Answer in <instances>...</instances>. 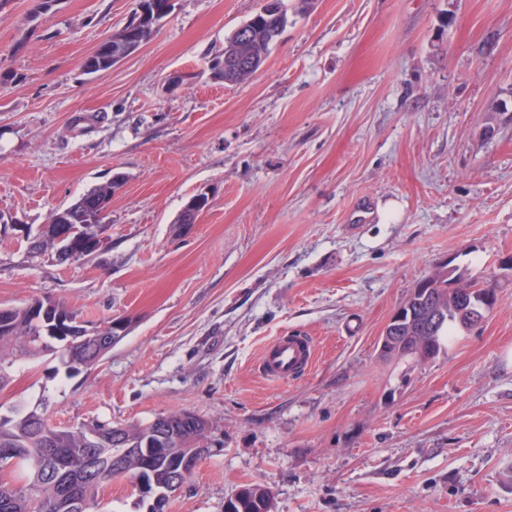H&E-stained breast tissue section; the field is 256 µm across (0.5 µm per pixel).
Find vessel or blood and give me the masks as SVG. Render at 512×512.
Instances as JSON below:
<instances>
[{
	"instance_id": "obj_1",
	"label": "vessel or blood",
	"mask_w": 512,
	"mask_h": 512,
	"mask_svg": "<svg viewBox=\"0 0 512 512\" xmlns=\"http://www.w3.org/2000/svg\"><path fill=\"white\" fill-rule=\"evenodd\" d=\"M311 337L290 333L274 337L262 351L259 370L269 380L285 382L308 370L314 360Z\"/></svg>"
}]
</instances>
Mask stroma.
I'll return each instance as SVG.
<instances>
[{
  "mask_svg": "<svg viewBox=\"0 0 512 512\" xmlns=\"http://www.w3.org/2000/svg\"><path fill=\"white\" fill-rule=\"evenodd\" d=\"M262 3L175 0L91 78L84 58L139 0H0V305L133 319L92 370L16 365L0 416L43 399L60 425L204 416L212 452L168 512H224L249 483L273 512H512V0H285L261 67L215 80ZM116 174L108 250L28 258L26 234ZM447 263L495 277L492 310L433 359L380 358ZM285 332L315 359L272 382L261 351ZM212 195L205 188L190 197L181 210V214L174 224L176 231L180 234H187L196 224L199 215L207 210L211 204Z\"/></svg>",
  "mask_w": 512,
  "mask_h": 512,
  "instance_id": "1",
  "label": "stroma"
}]
</instances>
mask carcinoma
I'll list each match as a JSON object with an SVG mask.
<instances>
[{
  "mask_svg": "<svg viewBox=\"0 0 512 512\" xmlns=\"http://www.w3.org/2000/svg\"><path fill=\"white\" fill-rule=\"evenodd\" d=\"M155 2L157 15L140 26L139 39L145 42L157 34L168 17L166 0ZM287 23L283 0H272L271 9L259 11L242 23L250 32L247 39H242L236 30L226 38L224 52L211 59L213 76L226 84L246 79L263 63L270 45L282 34ZM116 38L115 33L85 57L84 74L97 75L112 68V50L106 44ZM113 192L110 183L98 185L68 205V211H52L38 234L29 239L28 257L34 260L52 251L55 239L62 234L66 235L70 248L89 255L96 252L95 241L109 238L110 224L100 223L95 209L86 207L84 201L91 197L96 201V209H108ZM415 300L414 295L408 298L413 316H405L406 333L428 337L426 347L434 357L441 352L451 333L460 327L457 303L453 297H448L447 318L432 328L431 304L425 301L417 304ZM48 305L64 318L79 317L65 303L49 298H34L6 310L9 330H0V389L11 383V372L17 363L45 352L55 354L68 372L92 369L108 355L106 336L110 335L112 322L131 323L130 318L119 316L97 325H83L82 336L49 335L46 326L36 323V318ZM395 356L417 362L428 360V356L410 346L402 347ZM36 414L35 409L19 410L12 418L0 419V463L16 459L24 469L21 483L0 477V512H80V504L94 506L109 485L125 479L131 481L137 476L154 494L165 496L174 468L187 458L196 466L209 456L207 452H194L199 441L208 439V421L190 411H173L165 414L171 436L164 442L144 445L145 440L153 438L154 426L150 422L124 425L127 436L138 442L142 458L129 460V475L111 479L107 463L109 455L117 451L111 444L114 423L97 421L60 429L47 445L43 426L34 420ZM229 501L233 512H272L271 493L260 485L240 486Z\"/></svg>",
  "mask_w": 512,
  "mask_h": 512,
  "instance_id": "cac0c4a2",
  "label": "carcinoma"
}]
</instances>
